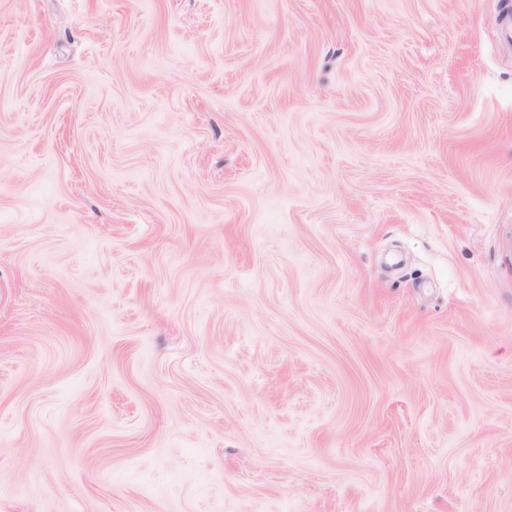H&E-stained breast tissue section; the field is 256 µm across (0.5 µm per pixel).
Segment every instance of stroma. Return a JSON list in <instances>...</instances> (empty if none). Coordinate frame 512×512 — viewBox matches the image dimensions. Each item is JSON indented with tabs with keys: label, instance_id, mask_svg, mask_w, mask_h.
<instances>
[{
	"label": "stroma",
	"instance_id": "obj_1",
	"mask_svg": "<svg viewBox=\"0 0 512 512\" xmlns=\"http://www.w3.org/2000/svg\"><path fill=\"white\" fill-rule=\"evenodd\" d=\"M512 0H0V512H512Z\"/></svg>",
	"mask_w": 512,
	"mask_h": 512
}]
</instances>
